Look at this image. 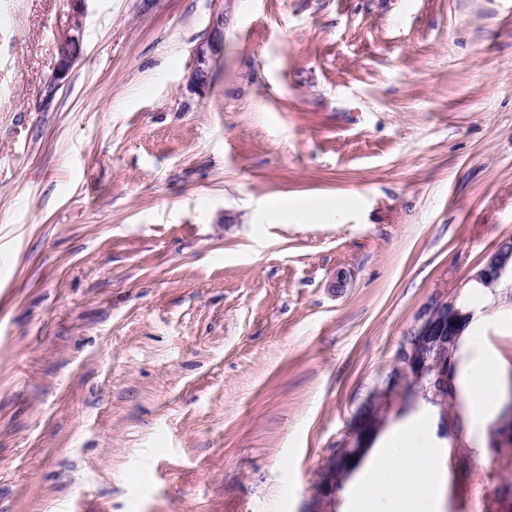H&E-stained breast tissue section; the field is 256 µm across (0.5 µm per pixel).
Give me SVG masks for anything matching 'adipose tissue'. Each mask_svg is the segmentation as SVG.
Here are the masks:
<instances>
[{
	"label": "adipose tissue",
	"mask_w": 512,
	"mask_h": 512,
	"mask_svg": "<svg viewBox=\"0 0 512 512\" xmlns=\"http://www.w3.org/2000/svg\"><path fill=\"white\" fill-rule=\"evenodd\" d=\"M465 375L467 412L472 420H483L503 396L501 362L490 354L481 356ZM444 458V449L430 444L429 427L392 433L372 452L357 484L354 512H434V483L444 477Z\"/></svg>",
	"instance_id": "adipose-tissue-1"
}]
</instances>
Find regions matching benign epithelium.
<instances>
[{
  "mask_svg": "<svg viewBox=\"0 0 512 512\" xmlns=\"http://www.w3.org/2000/svg\"><path fill=\"white\" fill-rule=\"evenodd\" d=\"M72 31L57 44V62L46 86V98H51L66 82L71 67L82 52L81 7L84 0H70ZM224 16L212 23L210 36L193 50V61L186 76L190 91L202 95L210 87L222 61ZM480 287L494 297L503 288H512V239L502 242L464 281ZM474 318V312L456 297L433 298L420 311L415 325L398 350L385 383L367 397L350 429L345 452H337L324 469L317 495L326 498L338 489L364 456L370 442L386 425L390 412L403 404L402 397L411 392L439 408L448 417V396L457 394L459 336ZM494 447L512 453V401L507 405L501 429Z\"/></svg>",
  "mask_w": 512,
  "mask_h": 512,
  "instance_id": "7a95c632",
  "label": "benign epithelium"
}]
</instances>
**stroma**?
<instances>
[{
	"instance_id": "1",
	"label": "stroma",
	"mask_w": 512,
	"mask_h": 512,
	"mask_svg": "<svg viewBox=\"0 0 512 512\" xmlns=\"http://www.w3.org/2000/svg\"><path fill=\"white\" fill-rule=\"evenodd\" d=\"M82 22L47 104L67 0H0V512H352L317 483L426 302L473 309L460 363L512 371V300L463 285L512 238V0ZM421 421L439 512H512L499 419L418 398L388 426ZM224 41V15L212 23L210 36L193 50V61L186 76L190 91L203 95L210 87L218 65L222 61Z\"/></svg>"
}]
</instances>
